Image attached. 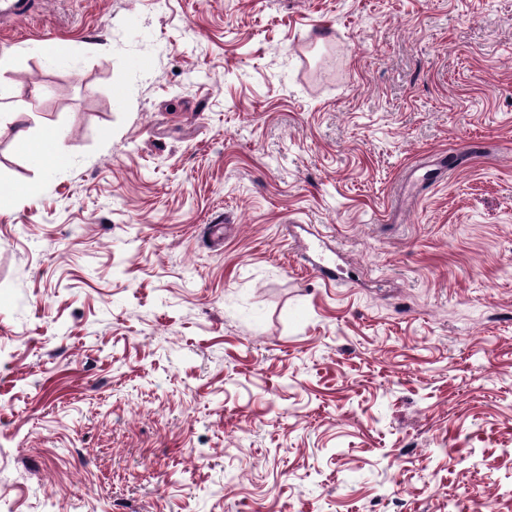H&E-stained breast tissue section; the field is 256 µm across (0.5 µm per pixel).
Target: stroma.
Listing matches in <instances>:
<instances>
[{"label":"stroma","instance_id":"stroma-1","mask_svg":"<svg viewBox=\"0 0 512 512\" xmlns=\"http://www.w3.org/2000/svg\"><path fill=\"white\" fill-rule=\"evenodd\" d=\"M1 58L0 512H512V0H34ZM17 150L55 171L63 170L69 164V155L62 149L59 136L54 130H47L39 137H33L19 125L14 135Z\"/></svg>","mask_w":512,"mask_h":512}]
</instances>
